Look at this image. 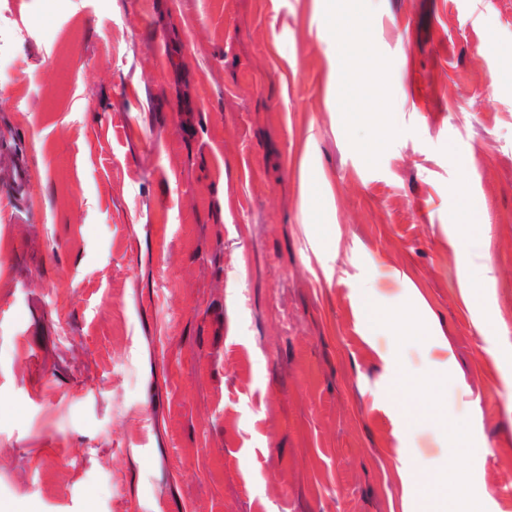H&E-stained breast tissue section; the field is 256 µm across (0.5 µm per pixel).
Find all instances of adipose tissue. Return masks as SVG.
Masks as SVG:
<instances>
[{
    "label": "adipose tissue",
    "mask_w": 512,
    "mask_h": 512,
    "mask_svg": "<svg viewBox=\"0 0 512 512\" xmlns=\"http://www.w3.org/2000/svg\"><path fill=\"white\" fill-rule=\"evenodd\" d=\"M362 312L369 329H385L398 342L417 337L419 334L416 317L412 309L403 307L386 309L371 297H363ZM390 365L395 376L394 392L406 402L421 406L423 413L443 428L447 437V452L441 461L428 467H414L412 484L421 504V512H480L478 503L467 484L462 482L451 465L453 458L468 455L471 438L461 428L449 427L446 410L439 404L422 405L421 391H428L432 397H439L444 389L445 379L437 372L417 377L407 372L399 352H392Z\"/></svg>",
    "instance_id": "obj_1"
}]
</instances>
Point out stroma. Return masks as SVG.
Masks as SVG:
<instances>
[{"mask_svg": "<svg viewBox=\"0 0 512 512\" xmlns=\"http://www.w3.org/2000/svg\"><path fill=\"white\" fill-rule=\"evenodd\" d=\"M412 288L512 512V0H0L1 504L419 512L444 439L361 310ZM467 260V273L462 283V288H466L469 293L478 296L482 288L493 281V269L488 263L484 253L469 249L465 251Z\"/></svg>", "mask_w": 512, "mask_h": 512, "instance_id": "35a3bbf8", "label": "stroma"}]
</instances>
